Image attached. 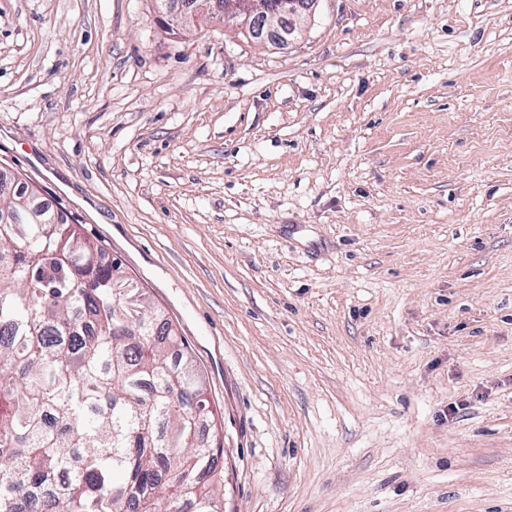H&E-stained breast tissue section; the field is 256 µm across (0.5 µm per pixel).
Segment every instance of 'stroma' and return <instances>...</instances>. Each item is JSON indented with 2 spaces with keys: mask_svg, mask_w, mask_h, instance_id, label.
<instances>
[{
  "mask_svg": "<svg viewBox=\"0 0 512 512\" xmlns=\"http://www.w3.org/2000/svg\"><path fill=\"white\" fill-rule=\"evenodd\" d=\"M168 20L0 0V170L187 345L224 512H512V0ZM208 10L226 19L243 18L261 41L281 46L292 43L301 23L311 15L316 0H210Z\"/></svg>",
  "mask_w": 512,
  "mask_h": 512,
  "instance_id": "35a3bbf8",
  "label": "stroma"
}]
</instances>
